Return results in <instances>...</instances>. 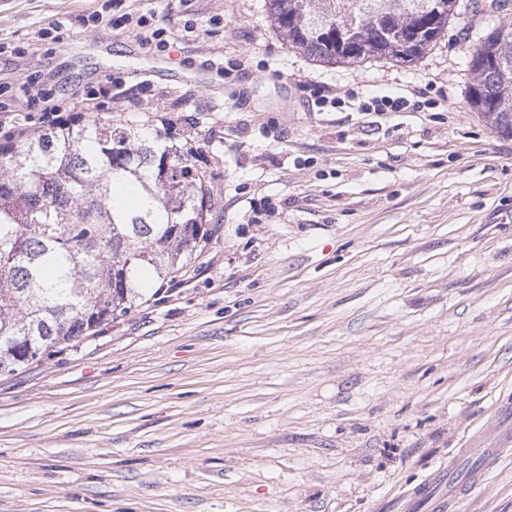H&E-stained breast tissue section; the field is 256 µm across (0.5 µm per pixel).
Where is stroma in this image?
Here are the masks:
<instances>
[{
	"instance_id": "obj_1",
	"label": "stroma",
	"mask_w": 512,
	"mask_h": 512,
	"mask_svg": "<svg viewBox=\"0 0 512 512\" xmlns=\"http://www.w3.org/2000/svg\"><path fill=\"white\" fill-rule=\"evenodd\" d=\"M489 2L419 60L329 66L265 0H0V120L40 130L26 77L109 87L83 116L197 146L216 226L149 301L0 378V512H401L448 464L455 512H512V450L481 454L512 429V137L465 55ZM379 94L410 105L356 110ZM119 18H122V23L125 27L129 26L132 30L137 31V34L141 37V39L146 42L157 41V45L160 47H166L168 41L163 37L166 36V31L162 28H157L151 22L153 20L152 15L149 17L146 14H132L125 13Z\"/></svg>"
}]
</instances>
